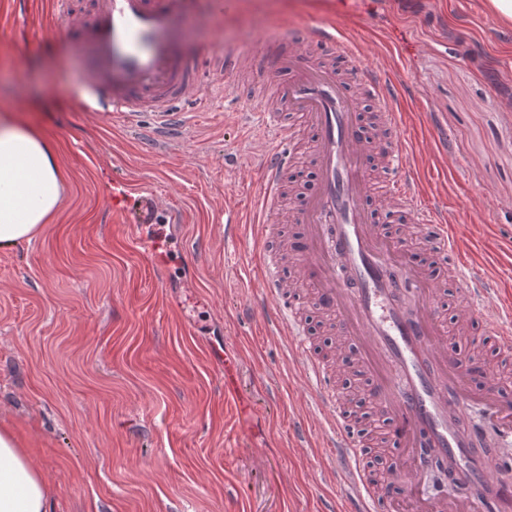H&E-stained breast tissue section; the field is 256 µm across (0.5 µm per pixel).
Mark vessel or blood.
<instances>
[{"mask_svg":"<svg viewBox=\"0 0 512 512\" xmlns=\"http://www.w3.org/2000/svg\"><path fill=\"white\" fill-rule=\"evenodd\" d=\"M192 0H88L79 20L71 0H55L53 21L68 29L70 53L91 51L83 107L118 115L138 130L152 152L180 144L207 109L200 94V66L222 61L225 76L240 71L242 54L219 55L201 46L185 50L188 34L179 22ZM290 46L281 62L287 81L272 100L256 104L254 125L269 141L259 158L254 185V222L264 253L254 273L261 292L249 308L261 314L269 335L287 340V351L308 381L311 411L298 422L300 436L318 431L339 489L323 512H391L383 484L365 464L366 445L346 415L333 387L330 366L315 352L302 314L267 247L282 219L299 224V242L290 244L316 309L338 335L360 345L361 364L376 405L389 413L388 433L403 449L411 474L445 462L449 487L473 483L490 487L488 496L449 495L441 512H512V483L496 481L479 443L494 434L512 443V399L496 390L472 392L452 364L441 338L445 304L434 292L429 269L407 251L413 237L394 236L374 224L371 198L411 217L423 230L433 254L466 301V314L490 336L498 352L512 354V306L495 303V281L474 263L461 259L458 239L448 231L440 208L427 204L410 167L400 122L380 71L358 69L352 42L326 26L307 29L303 38L281 30L265 38L262 53ZM357 68V78L338 72L330 57ZM374 107V125L365 127L359 98ZM315 133L318 191L304 208L282 216L278 199L291 164L289 144L298 124ZM385 159L386 171L374 178L366 152ZM237 353L224 354V394H240Z\"/></svg>","mask_w":512,"mask_h":512,"instance_id":"1","label":"vessel or blood"}]
</instances>
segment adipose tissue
<instances>
[{"label": "adipose tissue", "instance_id": "adipose-tissue-1", "mask_svg": "<svg viewBox=\"0 0 512 512\" xmlns=\"http://www.w3.org/2000/svg\"><path fill=\"white\" fill-rule=\"evenodd\" d=\"M54 145L35 126L0 115V249L31 241L62 200ZM0 512H53L41 471L10 429H0Z\"/></svg>", "mask_w": 512, "mask_h": 512}]
</instances>
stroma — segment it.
Instances as JSON below:
<instances>
[{
	"label": "stroma",
	"mask_w": 512,
	"mask_h": 512,
	"mask_svg": "<svg viewBox=\"0 0 512 512\" xmlns=\"http://www.w3.org/2000/svg\"><path fill=\"white\" fill-rule=\"evenodd\" d=\"M0 0V113L44 131L65 193L31 241L0 249V425L43 473L55 512H321L336 495L319 437L297 443L306 379L246 317L258 262L246 231L258 137L238 113L288 77L261 40L331 25L390 82L393 109L426 201L512 298V23L488 0H197L194 42L247 52L230 82L205 77L210 112L183 145L143 153L119 117L81 107L70 34ZM311 139L294 146L284 201L312 194ZM240 164L225 170V153ZM146 189L182 221L112 220V182ZM157 243L155 260L135 243ZM240 355L246 406L224 397L212 347Z\"/></svg>",
	"instance_id": "stroma-1"
}]
</instances>
